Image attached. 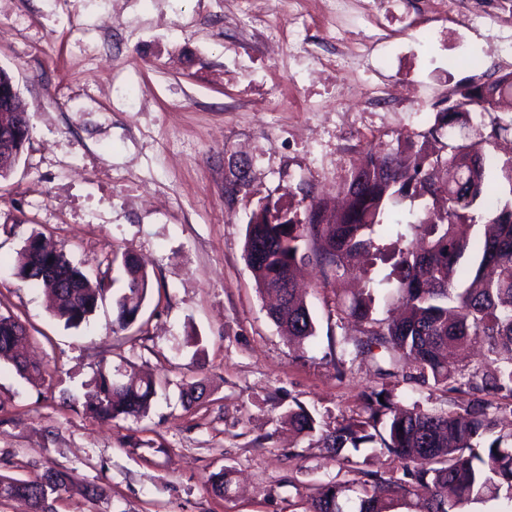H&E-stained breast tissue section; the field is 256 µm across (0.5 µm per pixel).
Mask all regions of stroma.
Segmentation results:
<instances>
[{
	"instance_id": "35a3bbf8",
	"label": "stroma",
	"mask_w": 512,
	"mask_h": 512,
	"mask_svg": "<svg viewBox=\"0 0 512 512\" xmlns=\"http://www.w3.org/2000/svg\"><path fill=\"white\" fill-rule=\"evenodd\" d=\"M288 3L0 0V66L31 125L0 178V258L40 233L89 272L133 251L150 281L114 334L111 303L68 328L43 289L0 272V313L26 322L50 372L34 385L0 366V475H77L54 512H307L323 487L357 495L358 475L284 417L300 404L332 428L380 387L370 361L336 365L358 332L336 307L361 282L301 266L316 335L296 350L245 260L247 224L271 200L336 197L371 148L417 138L456 89L512 71V0L481 24L452 0H346L338 14L299 0L295 37ZM103 358L165 380L145 416L83 413Z\"/></svg>"
}]
</instances>
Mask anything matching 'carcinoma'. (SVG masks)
I'll return each instance as SVG.
<instances>
[{
    "instance_id": "1",
    "label": "carcinoma",
    "mask_w": 512,
    "mask_h": 512,
    "mask_svg": "<svg viewBox=\"0 0 512 512\" xmlns=\"http://www.w3.org/2000/svg\"><path fill=\"white\" fill-rule=\"evenodd\" d=\"M470 111L495 115L488 140L512 131V72L455 90L425 138L447 148L442 138ZM425 145L410 140L395 149L369 150L343 187L340 211L313 199L303 216L294 212L282 223L278 215L284 206L269 201L247 225L244 252L256 287L278 296L269 317L299 345L314 337L316 328L294 286L298 264L314 261L329 280L348 270L353 255L373 251L380 272L367 276L368 287L339 306L363 326L361 338H343L340 363L347 356H372L388 363L378 367L381 376L448 392L442 407L399 411L394 389L364 391L363 413L342 418L332 431H320L322 447L361 475L353 512H392L398 503L412 512H464L471 503L500 499L512 507V420L509 428L502 427L512 417V404L490 400L503 392L512 396V160L501 167L511 195L506 199L489 180L481 143L457 145L445 156L429 154ZM406 198L427 199L422 213L407 223L394 210ZM404 223L420 230L428 246L418 251L400 232L375 241L376 228L388 231ZM477 225L482 232L474 237ZM469 252L475 261L465 270L461 259ZM53 259L58 272L50 277L43 273L42 257L23 246L8 268L20 281L50 293L53 315L65 326L88 323L112 282L121 283L112 296V330L137 321L149 278L132 252L113 257L119 276L112 279L106 272L80 270L61 251ZM384 289L400 313L378 319L373 316L376 295ZM30 338L20 317L0 314V362L39 383L48 369L22 357ZM475 344L485 348L480 362L450 361L448 351ZM93 385L83 410L102 420L145 414L160 387L154 378L135 373L115 378L104 358ZM458 393L471 399L463 401ZM286 422L299 433L316 431V419L300 404L288 411ZM368 446L399 460L402 475L366 469L367 461L357 460L356 452ZM73 483L63 471L28 479L0 475V500L21 497L32 512H54L49 500ZM309 512H347L342 489L323 488Z\"/></svg>"
}]
</instances>
